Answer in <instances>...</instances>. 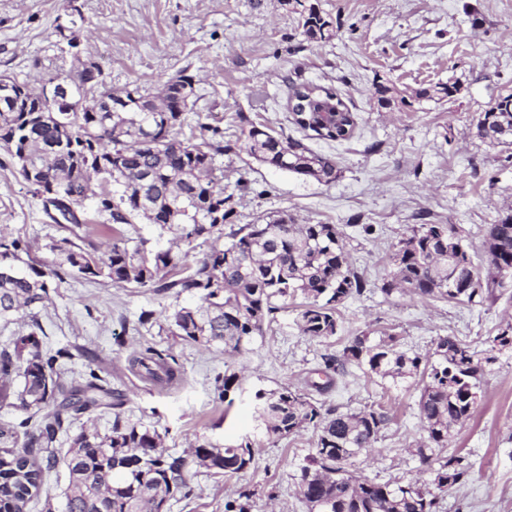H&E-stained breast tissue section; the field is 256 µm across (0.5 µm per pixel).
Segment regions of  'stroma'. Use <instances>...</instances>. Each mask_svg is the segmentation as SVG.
<instances>
[{
    "mask_svg": "<svg viewBox=\"0 0 512 512\" xmlns=\"http://www.w3.org/2000/svg\"><path fill=\"white\" fill-rule=\"evenodd\" d=\"M333 25L329 40L304 35L300 16L281 0H0V75L23 82L58 67L97 62L113 89L156 91L160 79L185 74L196 102L186 127L207 123L234 144L240 116L303 140L335 157L340 174L320 183L263 165L240 147L218 156L224 192L234 210L233 227L285 211L302 224H334L345 235L353 268L365 280L362 295L339 308V331L328 339L302 335V298L276 300L262 334L240 353L205 347L173 336L166 317L176 305L199 298L152 288L115 285L67 275L53 280L38 308L0 321V345L13 336L44 330L52 349L80 345L94 364L74 358L68 377L96 371L119 392L120 412L98 409L90 419L109 432L114 416L156 429L170 451L205 436L219 446L251 437L253 467L231 478L199 474L189 497L169 512H224L240 488L255 493V512H306L297 475L312 453L316 432L288 437L257 429L256 391L284 386L305 389L324 357L353 337L397 334L402 350L433 351L438 337L452 335L483 350L484 340L512 320V287L494 289L473 303L384 294L398 242L422 224L461 228L475 265L486 269L484 235L512 208V146L492 147L475 124L500 97L512 94V0H317ZM82 19L71 22L72 10ZM74 24L79 59H63L57 25ZM313 82L336 91L355 113L349 140L326 141L293 124L290 88ZM394 88L393 106H378L374 84ZM456 86L454 96L416 98L423 87ZM129 245L173 247L184 265L208 251L203 241H179L175 231L142 221L122 226ZM0 234L27 241L34 260L48 262L63 236L41 199L18 177L0 149ZM151 312L140 322L141 312ZM171 355L181 380L161 387L133 368L146 347ZM238 374L231 402L218 397L217 380ZM420 378L369 380L348 367L337 387L321 395L327 408L384 404L392 417L372 448L358 456L355 475L385 481L412 478L417 463L408 448L422 434L417 415ZM448 453L468 457L464 481L438 495L440 512H512V358L486 366L482 393L471 418L452 438Z\"/></svg>",
    "mask_w": 512,
    "mask_h": 512,
    "instance_id": "1",
    "label": "stroma"
}]
</instances>
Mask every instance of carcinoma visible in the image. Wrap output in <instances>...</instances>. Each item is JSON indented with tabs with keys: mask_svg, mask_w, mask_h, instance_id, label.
<instances>
[{
	"mask_svg": "<svg viewBox=\"0 0 512 512\" xmlns=\"http://www.w3.org/2000/svg\"><path fill=\"white\" fill-rule=\"evenodd\" d=\"M301 7L303 33L311 40L332 36V22L316 4L282 0ZM70 92L84 96L81 112H39V102L13 81L12 93L0 96V149L12 158L16 172L32 194L48 203L53 193L61 215H70L67 230L81 241L88 219L78 212L93 209L98 231L113 234L100 253L93 243L82 247L64 237L52 246L56 258L38 265L20 238L0 234V320L32 310L48 296L49 283L75 272L94 280L156 288L179 297L198 295L196 307L174 309L169 332L189 343L219 344L240 352L262 332L277 307L273 300L307 299L299 312L303 334L319 339L336 335L338 306L359 296L365 282L351 267L344 233L334 224H299L287 213L269 214L224 234L232 211L224 209V171L215 156L231 149L207 137L217 130L199 125V134L183 140L184 114L193 110L195 92L179 103L170 81L153 94L140 89L115 91L102 70L70 71ZM295 106L321 100L349 113L344 129L324 127L310 115H293L295 125L321 139L345 141L355 132V113L331 88L303 83L290 89ZM237 141L257 161L319 182L336 180V159L314 152L299 139L283 138L262 124L239 115ZM476 132L492 145L512 144V109L498 102L480 113ZM161 228L177 227L180 240L215 242L193 265L182 268L170 248H128L116 235L136 220ZM230 242L219 244L224 237ZM487 276L481 278L454 224H421L401 239L392 256L393 270L381 290H395L435 300L474 302L484 291L512 279V215L491 224L485 233ZM481 352L454 336H440L432 354L421 356L399 347L386 333L378 342L354 337L340 354L324 358L307 387L324 394L335 376L355 365L368 376L392 379L420 376L418 412L424 435L408 449L423 483L398 479L370 480L352 474V461L372 447L391 421L383 405L358 411L326 410L309 393L282 387L255 393L257 413L267 434L286 437L311 425L317 429L314 452L299 467L298 489L307 512H438L434 490L446 492L466 475L469 463L460 455H442L454 435L472 416L484 368L512 356V323L484 341ZM95 361L87 348L55 352L32 331L0 350V405L26 414L19 423H0V512H27L42 491L45 467L62 460L69 475L64 512H155L159 504L190 495L191 478L200 470L233 477L255 462L252 441L218 448L198 438L181 453L162 448L156 430L122 422L115 414L111 433L83 426L58 457L56 444L68 434L71 417L95 409L119 408L118 396L95 370L75 386L65 377L62 360ZM132 365L157 384L173 382L178 368L168 356L147 347ZM20 384L14 383V377ZM58 408L47 413L54 403ZM254 492L242 490L224 504L225 512H253Z\"/></svg>",
	"mask_w": 512,
	"mask_h": 512,
	"instance_id": "carcinoma-1",
	"label": "carcinoma"
}]
</instances>
